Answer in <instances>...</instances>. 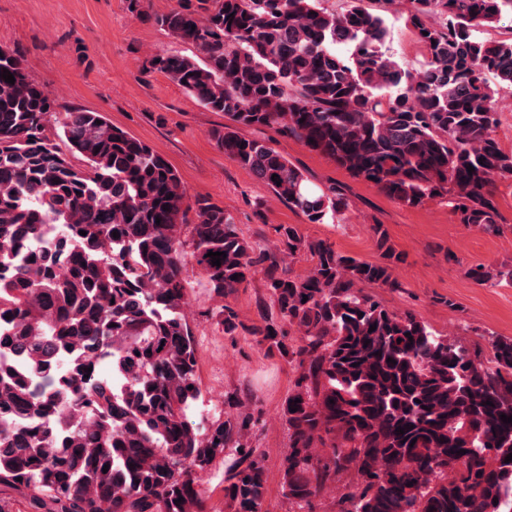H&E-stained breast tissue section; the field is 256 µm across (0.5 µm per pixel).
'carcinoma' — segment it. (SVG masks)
I'll return each mask as SVG.
<instances>
[{"label":"carcinoma","instance_id":"cac0c4a2","mask_svg":"<svg viewBox=\"0 0 512 512\" xmlns=\"http://www.w3.org/2000/svg\"><path fill=\"white\" fill-rule=\"evenodd\" d=\"M362 2L336 14L319 0H196L155 18L193 56L152 67L224 113L217 145L311 224L340 223L342 189L311 184L237 126H277L405 205L437 196L459 223L500 232L495 180L512 179V150L494 135V97L512 89V38L483 40L476 29L512 13V0H410L427 52L416 72L389 53L385 19ZM55 112L21 56L0 46V317L10 316L0 354L24 353L17 369L39 374L34 387H1L0 409L79 415L55 441L36 426L14 429V447H0V488L47 512H202L198 475L224 455V499L234 512H264L265 468L248 440L257 418L232 397L208 429L187 416L200 391L183 313L186 232L215 293L260 273L277 310L259 306L248 326L228 304L219 317L225 333L241 328L294 364L281 493L299 512H315L336 482V512H512V423L500 419L512 416V338L468 345L367 294V285L400 287L383 225H371L381 262L343 255L295 224L275 228L274 247L254 246L224 209L187 204L167 160L99 112L56 120L55 136L86 162L75 167L49 135ZM191 208L196 222L186 224ZM210 251L226 253L221 265ZM302 254L312 267L295 275L287 260ZM465 276L512 284V264ZM85 347L111 364V388L76 370L62 398L63 349ZM450 448L466 450L452 466Z\"/></svg>","mask_w":512,"mask_h":512}]
</instances>
